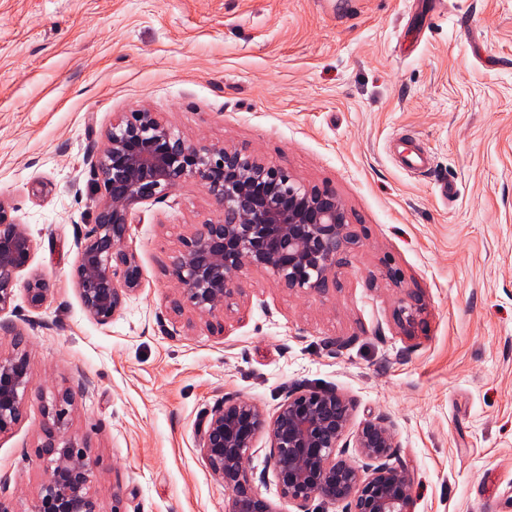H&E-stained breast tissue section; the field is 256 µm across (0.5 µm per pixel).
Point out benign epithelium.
Segmentation results:
<instances>
[{
    "mask_svg": "<svg viewBox=\"0 0 512 512\" xmlns=\"http://www.w3.org/2000/svg\"><path fill=\"white\" fill-rule=\"evenodd\" d=\"M106 140L102 153L90 160L105 196L95 224L76 243L74 266L84 310L101 324L142 287L138 258L125 246L132 211L187 180L206 187L221 216L197 225L173 258L174 305L215 320L213 330L224 331L219 318L244 269L263 270L289 289L321 293L336 284L339 256L363 246L335 192L307 186L287 169L241 149L185 140L154 112L125 113ZM32 251L28 232L0 201V313L11 306L17 275ZM27 293L30 306L38 309L48 298L49 284L35 277ZM424 313L423 299L409 295L399 299L394 317L408 331ZM0 331L15 337V352L0 356L2 434L23 416L30 371L23 332L2 321ZM72 406L73 395L66 390L45 409L41 448L50 468L31 512H102L90 492L97 461L70 432ZM352 411L350 400L331 389L292 392L271 415L246 399L217 402L199 424L197 448L229 493L228 512H275L254 491L248 468L261 436L267 439L281 495L299 508L320 497L346 503V512H413L410 470L387 463L398 447L387 417H371L355 433L364 467L344 458L342 441L350 432Z\"/></svg>",
    "mask_w": 512,
    "mask_h": 512,
    "instance_id": "1",
    "label": "benign epithelium"
}]
</instances>
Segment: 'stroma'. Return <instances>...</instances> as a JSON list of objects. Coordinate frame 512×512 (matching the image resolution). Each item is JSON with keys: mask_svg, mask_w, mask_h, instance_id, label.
Wrapping results in <instances>:
<instances>
[{"mask_svg": "<svg viewBox=\"0 0 512 512\" xmlns=\"http://www.w3.org/2000/svg\"><path fill=\"white\" fill-rule=\"evenodd\" d=\"M141 108L335 191L364 241L335 285L244 270L220 334L175 310L171 260L218 216L188 180L134 214L141 290L109 323L89 317L73 273L105 194L90 160ZM399 133L428 149L427 171L395 164ZM0 199L34 244L0 315L26 336L31 378L0 435L11 512L44 481L57 392L74 396L104 512H225L199 422L232 396L274 413L298 388L338 390L357 425L388 417L414 512H512V0H0ZM35 276L51 288L37 310ZM411 293L427 310L408 334L394 309ZM249 469L276 512H299L266 438Z\"/></svg>", "mask_w": 512, "mask_h": 512, "instance_id": "stroma-1", "label": "stroma"}]
</instances>
